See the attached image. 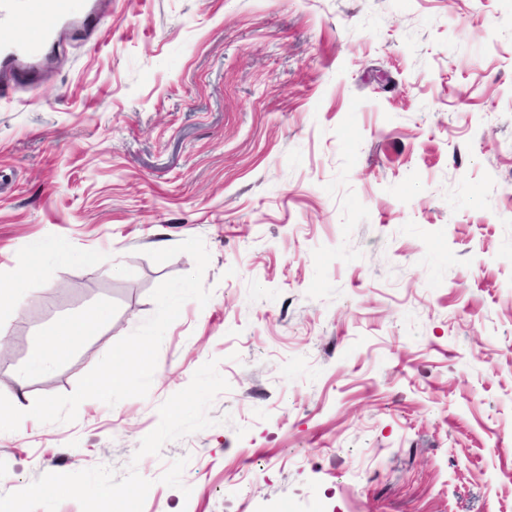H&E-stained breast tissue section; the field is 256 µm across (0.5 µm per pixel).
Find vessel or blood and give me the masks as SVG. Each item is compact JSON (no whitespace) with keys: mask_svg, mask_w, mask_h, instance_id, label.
Listing matches in <instances>:
<instances>
[{"mask_svg":"<svg viewBox=\"0 0 512 512\" xmlns=\"http://www.w3.org/2000/svg\"><path fill=\"white\" fill-rule=\"evenodd\" d=\"M29 18L36 19L38 27L26 36L22 23ZM103 20L95 0H0V69L8 73L0 97L12 86L39 89L41 60L66 22H73L74 35L83 37Z\"/></svg>","mask_w":512,"mask_h":512,"instance_id":"b4317fda","label":"vessel or blood"}]
</instances>
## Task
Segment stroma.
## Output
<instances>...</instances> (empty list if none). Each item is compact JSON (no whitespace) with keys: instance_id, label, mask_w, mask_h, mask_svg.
I'll return each mask as SVG.
<instances>
[{"instance_id":"obj_1","label":"stroma","mask_w":512,"mask_h":512,"mask_svg":"<svg viewBox=\"0 0 512 512\" xmlns=\"http://www.w3.org/2000/svg\"><path fill=\"white\" fill-rule=\"evenodd\" d=\"M100 3L0 97V497L512 512V0ZM109 319L105 308H95L85 315L55 323L44 336L43 343L21 375L25 382L28 373L50 368L65 360L72 349L85 337L94 335ZM113 367L121 369L127 365L135 367L144 377H152L157 371L158 367L153 358L150 343H140L138 347L128 353L119 355L113 358ZM47 498V490L41 486H24L17 489L8 500L0 501V510L2 512H21L23 503L29 498Z\"/></svg>"}]
</instances>
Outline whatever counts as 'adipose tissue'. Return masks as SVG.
Wrapping results in <instances>:
<instances>
[{"instance_id": "1", "label": "adipose tissue", "mask_w": 512, "mask_h": 512, "mask_svg": "<svg viewBox=\"0 0 512 512\" xmlns=\"http://www.w3.org/2000/svg\"><path fill=\"white\" fill-rule=\"evenodd\" d=\"M108 319V310L98 308L88 311L85 315L55 323L27 365V372L32 373L59 364L81 340L94 335Z\"/></svg>"}]
</instances>
